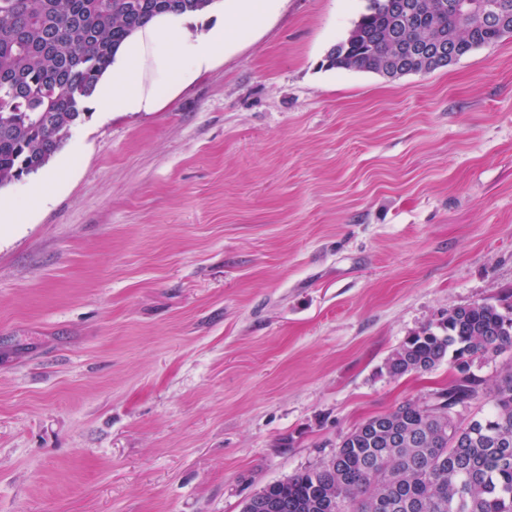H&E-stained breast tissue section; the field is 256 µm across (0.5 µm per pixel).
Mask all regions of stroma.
Segmentation results:
<instances>
[{"mask_svg": "<svg viewBox=\"0 0 512 512\" xmlns=\"http://www.w3.org/2000/svg\"><path fill=\"white\" fill-rule=\"evenodd\" d=\"M367 6L282 0L0 188V512H242L447 386L448 360L388 374L410 335L512 304V37L324 67Z\"/></svg>", "mask_w": 512, "mask_h": 512, "instance_id": "1", "label": "stroma"}]
</instances>
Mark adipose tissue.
I'll use <instances>...</instances> for the list:
<instances>
[{"label":"adipose tissue","mask_w":512,"mask_h":512,"mask_svg":"<svg viewBox=\"0 0 512 512\" xmlns=\"http://www.w3.org/2000/svg\"><path fill=\"white\" fill-rule=\"evenodd\" d=\"M280 0H228L207 30L192 33L170 16L156 18L119 49L90 102L106 112H153L163 96L210 68L246 29L262 25Z\"/></svg>","instance_id":"adipose-tissue-1"}]
</instances>
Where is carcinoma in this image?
<instances>
[{
	"label": "carcinoma",
	"mask_w": 512,
	"mask_h": 512,
	"mask_svg": "<svg viewBox=\"0 0 512 512\" xmlns=\"http://www.w3.org/2000/svg\"><path fill=\"white\" fill-rule=\"evenodd\" d=\"M218 0H0V188L45 167L86 107L120 45L162 15L206 11ZM369 0L329 68L392 78L442 68L407 57L414 42L462 44L468 51L512 35L482 18L486 5L512 14V0H414L413 14ZM512 351V315L489 303L448 311L386 360L393 377L430 371L450 358L461 373L435 400L406 402L369 418L321 466L266 484L242 512H512V367L491 387L472 371L488 354ZM488 397V416L460 409Z\"/></svg>",
	"instance_id": "1"
}]
</instances>
